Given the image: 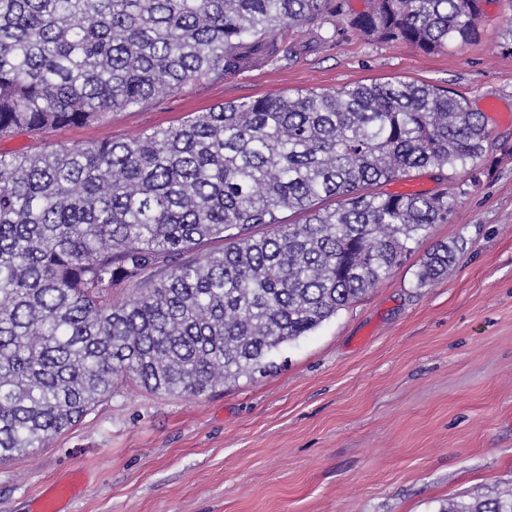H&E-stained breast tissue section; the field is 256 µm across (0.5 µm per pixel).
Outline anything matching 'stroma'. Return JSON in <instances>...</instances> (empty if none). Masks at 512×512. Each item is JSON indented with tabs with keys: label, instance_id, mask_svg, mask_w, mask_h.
I'll list each match as a JSON object with an SVG mask.
<instances>
[{
	"label": "stroma",
	"instance_id": "35a3bbf8",
	"mask_svg": "<svg viewBox=\"0 0 512 512\" xmlns=\"http://www.w3.org/2000/svg\"><path fill=\"white\" fill-rule=\"evenodd\" d=\"M369 0L290 30L308 52L0 151L86 146L179 125L242 98L405 80L454 90L491 136L478 173L425 169L384 184L455 205L365 296L283 345L274 368L199 396L119 386L46 447L0 464V512L80 480L61 512H439L512 487V0H483L475 39L434 53L349 25ZM465 238L446 277L415 285L424 255Z\"/></svg>",
	"mask_w": 512,
	"mask_h": 512
}]
</instances>
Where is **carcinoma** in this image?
<instances>
[{"instance_id": "cac0c4a2", "label": "carcinoma", "mask_w": 512, "mask_h": 512, "mask_svg": "<svg viewBox=\"0 0 512 512\" xmlns=\"http://www.w3.org/2000/svg\"><path fill=\"white\" fill-rule=\"evenodd\" d=\"M481 2L371 0L350 26L435 52L474 39ZM339 8L0 0V139L288 63L300 46L281 30ZM489 135L454 91L387 81L224 102L130 139L0 152V462L45 447L123 380L195 396L269 368L454 207L446 194L377 188L420 169L476 171ZM286 210L302 221L283 223ZM213 241L222 248L192 256ZM460 249L436 244L417 286L447 275ZM118 284L131 288L119 303ZM442 512H512V488Z\"/></svg>"}]
</instances>
